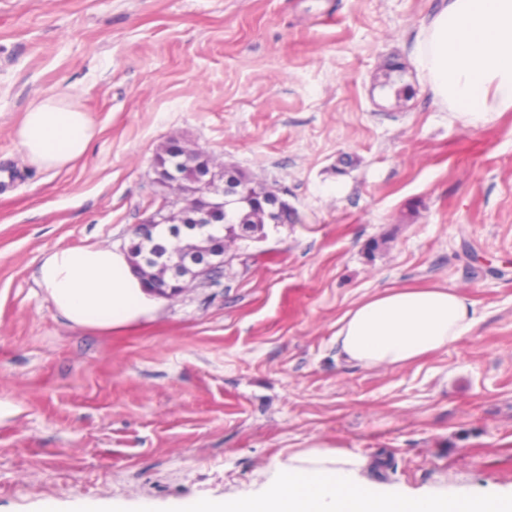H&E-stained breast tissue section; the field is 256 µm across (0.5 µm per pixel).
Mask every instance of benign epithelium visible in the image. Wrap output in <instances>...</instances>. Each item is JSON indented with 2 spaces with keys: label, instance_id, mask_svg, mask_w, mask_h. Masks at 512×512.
Here are the masks:
<instances>
[{
  "label": "benign epithelium",
  "instance_id": "7a95c632",
  "mask_svg": "<svg viewBox=\"0 0 512 512\" xmlns=\"http://www.w3.org/2000/svg\"><path fill=\"white\" fill-rule=\"evenodd\" d=\"M166 152L174 160L192 165L198 172V180L186 183L170 167L158 171L157 182L165 188L162 205L135 226L134 236L140 243L155 244V232L166 229L168 239L163 246L169 250L168 264L144 271L135 259L131 267L150 294L173 299L192 288L211 284L212 277L224 266L227 245L248 240L251 235L247 229L238 237L227 234L218 240L203 228V225L215 222L224 211V200L217 190L224 166L205 152L186 149L177 140L168 143ZM189 217L201 226L197 227L196 234L184 237L180 226Z\"/></svg>",
  "mask_w": 512,
  "mask_h": 512
}]
</instances>
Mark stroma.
Masks as SVG:
<instances>
[{
  "label": "stroma",
  "mask_w": 512,
  "mask_h": 512,
  "mask_svg": "<svg viewBox=\"0 0 512 512\" xmlns=\"http://www.w3.org/2000/svg\"><path fill=\"white\" fill-rule=\"evenodd\" d=\"M439 0H0V512H175L269 488L320 443L383 492L512 499V112L465 129L412 64ZM407 85L410 97L396 99ZM88 112V153L27 165L29 103ZM285 191L297 219L216 284L73 327L44 254L127 252L170 140ZM443 285L472 331L364 368L337 322Z\"/></svg>",
  "instance_id": "stroma-1"
}]
</instances>
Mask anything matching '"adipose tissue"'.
Returning <instances> with one entry per match:
<instances>
[{
	"label": "adipose tissue",
	"mask_w": 512,
	"mask_h": 512,
	"mask_svg": "<svg viewBox=\"0 0 512 512\" xmlns=\"http://www.w3.org/2000/svg\"><path fill=\"white\" fill-rule=\"evenodd\" d=\"M413 64L441 104L477 129L512 111V0H440L422 26ZM94 130L71 100H33L16 130L24 161L46 171L71 168ZM38 282L73 326L106 329L145 315L147 297L124 255L109 248L48 252ZM473 308L454 289L393 290L346 312L338 322L341 354L364 367L403 365L448 348L476 325ZM272 492L234 502L197 498L181 512H512L495 499L386 496L354 458L312 449L282 467Z\"/></svg>",
	"instance_id": "adipose-tissue-1"
}]
</instances>
